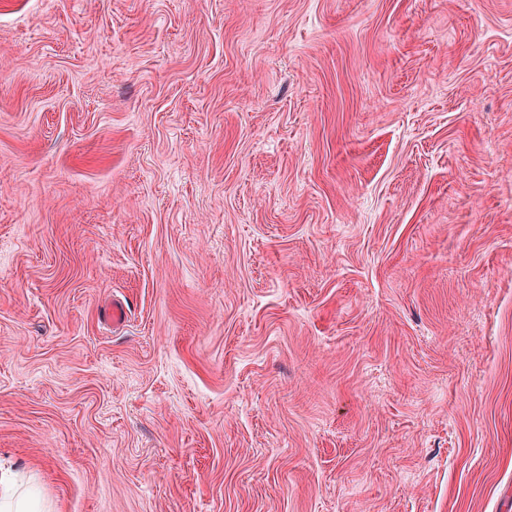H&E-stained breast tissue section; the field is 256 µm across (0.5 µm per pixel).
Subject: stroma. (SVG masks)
Wrapping results in <instances>:
<instances>
[{"instance_id":"obj_1","label":"stroma","mask_w":512,"mask_h":512,"mask_svg":"<svg viewBox=\"0 0 512 512\" xmlns=\"http://www.w3.org/2000/svg\"><path fill=\"white\" fill-rule=\"evenodd\" d=\"M0 464L55 512H501L512 0H0Z\"/></svg>"}]
</instances>
